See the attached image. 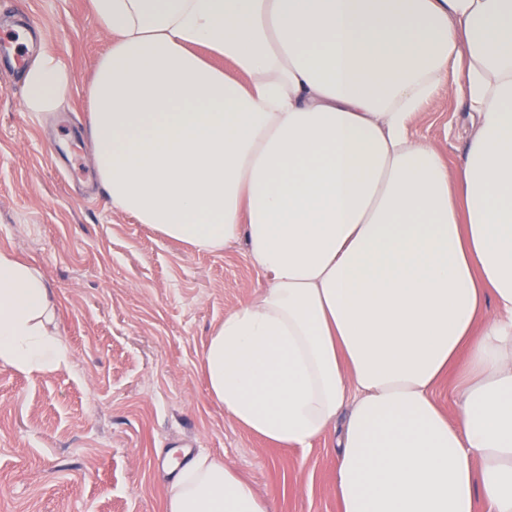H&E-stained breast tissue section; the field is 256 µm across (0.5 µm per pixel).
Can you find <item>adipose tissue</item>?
<instances>
[{
	"label": "adipose tissue",
	"mask_w": 512,
	"mask_h": 512,
	"mask_svg": "<svg viewBox=\"0 0 512 512\" xmlns=\"http://www.w3.org/2000/svg\"><path fill=\"white\" fill-rule=\"evenodd\" d=\"M111 37L85 136L113 210L265 286L203 352L210 396L281 448L332 438L339 512H512V0H91ZM455 163L410 129L445 83ZM22 108L70 74L39 54ZM53 292L0 250V365L68 368ZM456 374L455 412L436 390ZM164 512H269L222 458Z\"/></svg>",
	"instance_id": "1"
}]
</instances>
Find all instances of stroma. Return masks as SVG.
Masks as SVG:
<instances>
[{
	"label": "stroma",
	"mask_w": 512,
	"mask_h": 512,
	"mask_svg": "<svg viewBox=\"0 0 512 512\" xmlns=\"http://www.w3.org/2000/svg\"><path fill=\"white\" fill-rule=\"evenodd\" d=\"M29 23L72 85L59 111H23V72L39 48L0 53V249L43 274L74 360L40 376L0 365V512H163L165 461L184 445L223 457L272 512H338L331 440L277 447L208 393L211 329L263 285L245 244L196 252L112 210L82 134L111 37L89 0L0 4V31ZM412 132L455 159L468 136L461 103L440 88Z\"/></svg>",
	"instance_id": "obj_1"
}]
</instances>
